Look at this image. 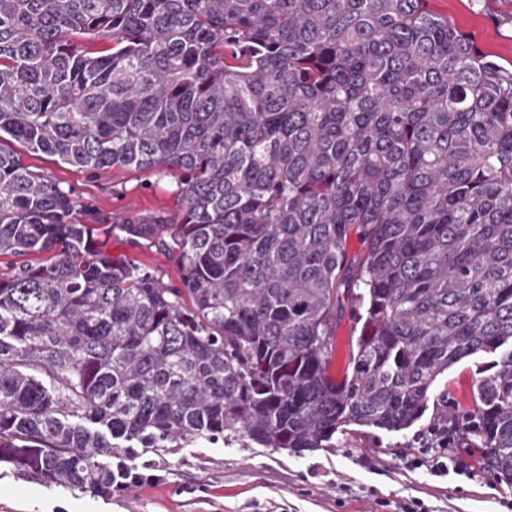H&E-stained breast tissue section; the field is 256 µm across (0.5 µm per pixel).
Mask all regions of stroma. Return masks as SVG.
<instances>
[{
  "label": "stroma",
  "mask_w": 512,
  "mask_h": 512,
  "mask_svg": "<svg viewBox=\"0 0 512 512\" xmlns=\"http://www.w3.org/2000/svg\"><path fill=\"white\" fill-rule=\"evenodd\" d=\"M435 13L472 35L478 47L512 63V0H430ZM30 170L50 175L77 202L74 219L108 224L143 215L171 216L182 206L173 172L114 167L86 171L7 140ZM113 255L149 268L167 283L178 271L167 253L130 241H110ZM477 358L463 359L441 377L430 397H447L469 410L476 391ZM433 409L398 432L348 426L331 448L295 453L243 441L182 448H143L131 459L142 474L112 498L49 486L0 463V512H512V483L487 468L480 449L452 448L465 475L435 477L441 453L431 435Z\"/></svg>",
  "instance_id": "35a3bbf8"
}]
</instances>
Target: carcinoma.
Here are the masks:
<instances>
[{
	"label": "carcinoma",
	"mask_w": 512,
	"mask_h": 512,
	"mask_svg": "<svg viewBox=\"0 0 512 512\" xmlns=\"http://www.w3.org/2000/svg\"><path fill=\"white\" fill-rule=\"evenodd\" d=\"M2 134L172 170L184 208L77 223L0 146V257L24 258L0 273V463L110 498L139 448L405 430L495 353L432 431L512 483V66L429 0H0ZM115 231L180 286L112 258ZM335 366L344 370L347 363L348 352L354 337L351 334V326L346 315L338 324L335 335Z\"/></svg>",
	"instance_id": "1"
}]
</instances>
